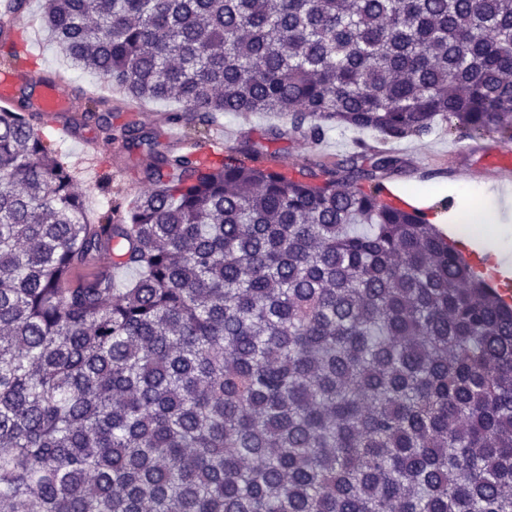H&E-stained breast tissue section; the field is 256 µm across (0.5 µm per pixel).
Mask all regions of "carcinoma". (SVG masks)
<instances>
[{
    "instance_id": "obj_1",
    "label": "carcinoma",
    "mask_w": 512,
    "mask_h": 512,
    "mask_svg": "<svg viewBox=\"0 0 512 512\" xmlns=\"http://www.w3.org/2000/svg\"><path fill=\"white\" fill-rule=\"evenodd\" d=\"M55 44L167 121L512 141V0H44ZM73 120L114 140L112 99ZM19 92L0 108L7 512H512V304L380 200L386 151L289 177L157 131L150 190L90 222ZM109 257L124 287L82 267ZM284 115L264 112H227L215 116L207 137L218 138L217 126L224 130V139L216 146L222 145L224 151L237 148L246 139L259 141L261 132L271 125H287Z\"/></svg>"
}]
</instances>
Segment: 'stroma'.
Segmentation results:
<instances>
[{"instance_id": "stroma-1", "label": "stroma", "mask_w": 512, "mask_h": 512, "mask_svg": "<svg viewBox=\"0 0 512 512\" xmlns=\"http://www.w3.org/2000/svg\"><path fill=\"white\" fill-rule=\"evenodd\" d=\"M16 36L27 40L33 53L28 62L31 70L42 74H62L69 94L85 93L94 97L118 96L117 88L107 84L89 71L77 68L58 51L43 22L41 0H29L14 29ZM287 117L264 112H227L215 116L214 125L224 131V147H239L245 140H259L262 131L272 125L287 124ZM74 138H64L53 126L44 132L54 149L74 172V188L82 195L89 219H96L117 200H128L130 193H143L149 187L141 171L148 164L146 153L128 150L122 141L112 143L111 152L101 156L98 172L84 170L82 145L76 136L81 126H74ZM465 141L448 124L438 125L425 137L383 139L372 131L355 132L344 128L329 129L318 144L291 136L266 147L267 160L284 167L299 165L303 160L334 162L365 146L385 149L402 158L401 170L387 173L383 185L391 189L413 192L417 207L426 209L429 223H449L451 215L440 208L443 198L457 199L459 194L475 198L477 207L496 206L502 224L512 226V181H487L481 177H459L462 169L481 166L479 156L466 153Z\"/></svg>"}]
</instances>
